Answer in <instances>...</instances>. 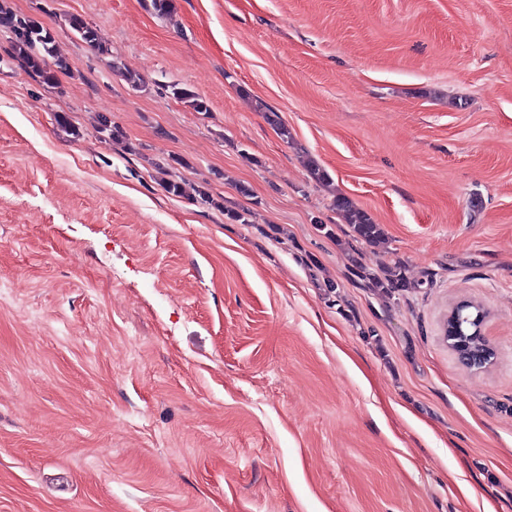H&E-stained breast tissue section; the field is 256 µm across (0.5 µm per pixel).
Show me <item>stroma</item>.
Returning <instances> with one entry per match:
<instances>
[{"mask_svg": "<svg viewBox=\"0 0 512 512\" xmlns=\"http://www.w3.org/2000/svg\"><path fill=\"white\" fill-rule=\"evenodd\" d=\"M5 2L71 71L0 28V512H512V0ZM0 28L14 35V57L40 83L53 84L58 74L70 69L66 58L57 52L54 31L33 18L16 14L6 6H0ZM69 28L77 33L81 40L100 55H110L109 49L101 42L97 30L80 15H70L67 19ZM333 206L342 217L344 224L350 228L354 238L375 247H384L387 244L383 225L377 224L366 211L356 206L350 199L336 196ZM362 265L356 264V271L364 280H368V288L380 296H391L396 291L417 289L421 287L420 282H411L406 276L405 267L400 261L385 264L378 272L365 273ZM468 311L469 322L467 321L464 323L467 324L466 326L463 324L462 331L458 329L455 323L451 324L453 327V334L452 336H447L450 349L456 355L488 349L493 352L492 360H494L495 352L493 348L487 343L485 338H483L481 333V326L479 329L481 336L472 335L474 330L479 326V322L484 320L486 316L484 310L479 305H475L474 307L468 308ZM476 317L477 319L474 321Z\"/></svg>", "mask_w": 512, "mask_h": 512, "instance_id": "35a3bbf8", "label": "stroma"}]
</instances>
